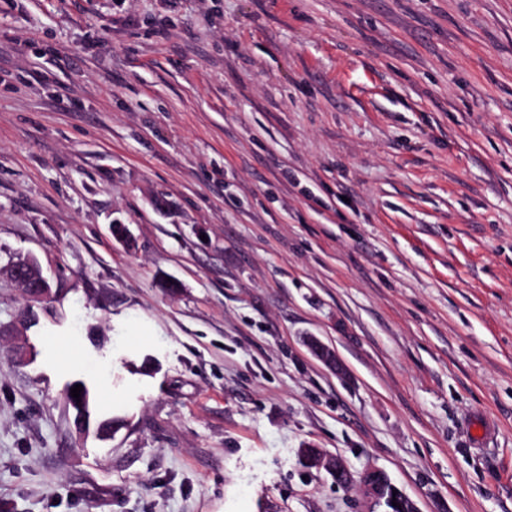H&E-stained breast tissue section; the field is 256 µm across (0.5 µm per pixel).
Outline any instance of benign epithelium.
<instances>
[{"instance_id":"obj_1","label":"benign epithelium","mask_w":512,"mask_h":512,"mask_svg":"<svg viewBox=\"0 0 512 512\" xmlns=\"http://www.w3.org/2000/svg\"><path fill=\"white\" fill-rule=\"evenodd\" d=\"M8 274L13 280L23 286L31 282L34 283L33 288L26 290L30 301L37 303L50 298V284L36 259L27 257L14 262L9 267ZM306 344L314 356L335 371L336 374H345L344 367L336 353L320 339L311 336L306 339ZM66 403L72 409L79 411L80 434H87L94 421V416L90 409V392L88 387L85 386L80 391V399L71 398L66 400ZM302 455L309 466H321L330 472L336 484L343 487H350L355 483L358 484L362 495L369 503V507L364 512H390L393 507L398 509L399 512H419L415 502L398 490L388 474L380 468L368 467L356 479L339 460L332 457H323L317 448H304L302 449ZM394 501L398 503V506L392 505Z\"/></svg>"}]
</instances>
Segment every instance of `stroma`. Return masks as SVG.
I'll use <instances>...</instances> for the list:
<instances>
[{
  "mask_svg": "<svg viewBox=\"0 0 512 512\" xmlns=\"http://www.w3.org/2000/svg\"><path fill=\"white\" fill-rule=\"evenodd\" d=\"M304 448L512 512V0H0V505L362 512ZM9 276L20 283L24 288L29 283H34V288H25L30 301L41 302L50 298L51 287L44 276L43 271L36 259L27 257L14 262L8 269ZM306 344L316 358L336 372L337 375H344V367L336 353L320 339L315 336L308 337ZM82 385V384H81ZM83 390L80 391V402L71 396V399H66V403L73 409H78L80 413V432L79 435H85L89 432L94 416L90 409V392L86 385H82Z\"/></svg>",
  "mask_w": 512,
  "mask_h": 512,
  "instance_id": "stroma-1",
  "label": "stroma"
}]
</instances>
